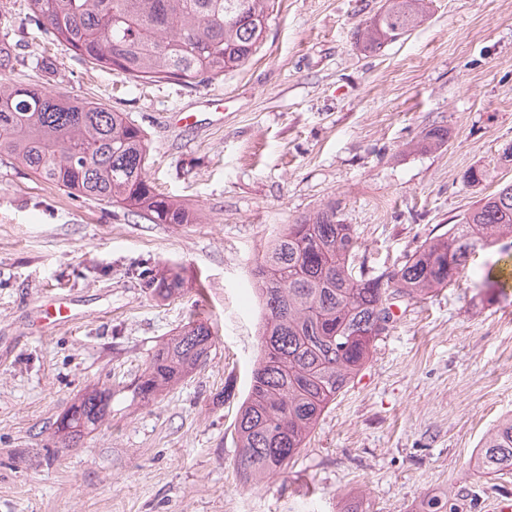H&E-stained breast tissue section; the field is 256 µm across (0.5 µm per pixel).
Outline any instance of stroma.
<instances>
[{
  "instance_id": "stroma-1",
  "label": "stroma",
  "mask_w": 512,
  "mask_h": 512,
  "mask_svg": "<svg viewBox=\"0 0 512 512\" xmlns=\"http://www.w3.org/2000/svg\"><path fill=\"white\" fill-rule=\"evenodd\" d=\"M26 2L0 0L7 81L126 113L150 143V179L197 219L155 224L0 157V512H425L432 499L489 512L512 494V474L475 466L512 416V288L482 300L488 268L512 266L510 237L472 254L455 284L400 302L286 473L243 483L233 441L258 352L251 271L272 236L335 206L357 262L379 274L512 183V0H432L374 52L355 32L386 0H277L254 60L198 85L93 70L29 24ZM435 126L447 145L416 150ZM472 169L482 182H467ZM143 270L182 276V292L155 296ZM52 296L72 323L36 322ZM196 320L215 335L206 364L154 402L135 398L158 345ZM90 384L111 394L107 420L52 447Z\"/></svg>"
}]
</instances>
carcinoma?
Returning <instances> with one entry per match:
<instances>
[{
	"label": "carcinoma",
	"instance_id": "obj_1",
	"mask_svg": "<svg viewBox=\"0 0 512 512\" xmlns=\"http://www.w3.org/2000/svg\"><path fill=\"white\" fill-rule=\"evenodd\" d=\"M276 0H27L28 18L91 67L130 80L194 85L248 64L261 49ZM427 0H386L357 31L375 51L419 26ZM448 130L425 132L417 148L447 142ZM69 194L115 204L156 224H191L188 207L157 190L148 176L150 145L122 112L37 84H0V155ZM512 234V184L484 197L448 232L424 242L404 264L379 275L355 267L359 243L330 205L275 234L257 259L260 354L234 425L237 468L245 483L284 473L329 404L369 362L387 330L391 306L423 300L457 282L467 257ZM490 267L486 300L506 295ZM153 293L170 298L182 279L157 274ZM214 337L192 321L162 342L133 389L156 399L206 363ZM111 394L88 386L56 420L53 436L77 445L108 417ZM481 474L512 473V417L478 452Z\"/></svg>",
	"mask_w": 512,
	"mask_h": 512
}]
</instances>
